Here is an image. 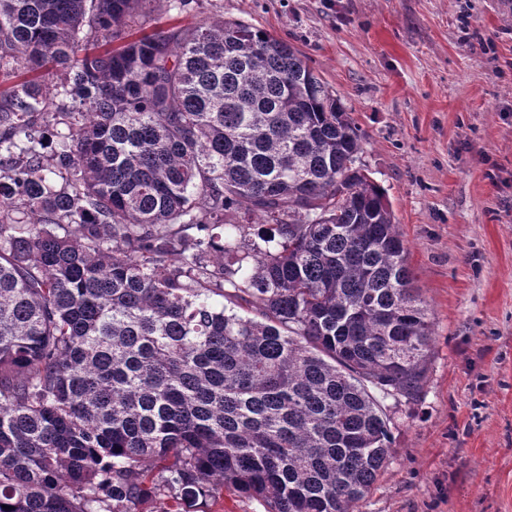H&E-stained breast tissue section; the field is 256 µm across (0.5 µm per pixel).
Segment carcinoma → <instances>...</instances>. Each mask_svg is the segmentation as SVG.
<instances>
[{
    "label": "carcinoma",
    "mask_w": 512,
    "mask_h": 512,
    "mask_svg": "<svg viewBox=\"0 0 512 512\" xmlns=\"http://www.w3.org/2000/svg\"><path fill=\"white\" fill-rule=\"evenodd\" d=\"M148 2L0 0V512H351L432 341L390 201L298 49ZM197 510L206 512H265L264 505L254 499L234 495L224 490V494L216 498L199 500Z\"/></svg>",
    "instance_id": "carcinoma-1"
}]
</instances>
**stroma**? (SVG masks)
<instances>
[{"mask_svg":"<svg viewBox=\"0 0 512 512\" xmlns=\"http://www.w3.org/2000/svg\"><path fill=\"white\" fill-rule=\"evenodd\" d=\"M291 43L354 120L433 322L419 399L353 512H512V0H152Z\"/></svg>","mask_w":512,"mask_h":512,"instance_id":"35a3bbf8","label":"stroma"}]
</instances>
